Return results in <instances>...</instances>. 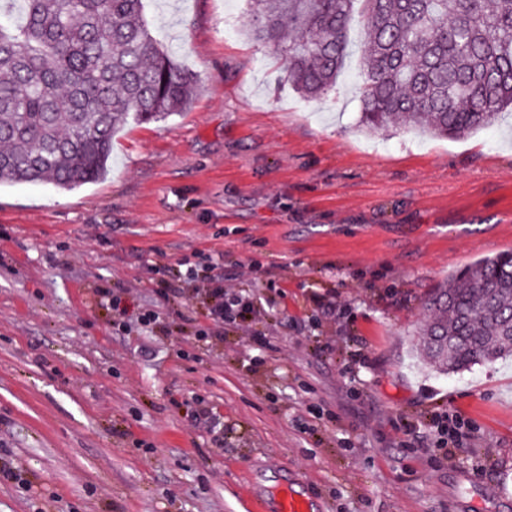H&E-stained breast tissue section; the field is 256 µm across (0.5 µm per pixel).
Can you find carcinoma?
<instances>
[{"mask_svg":"<svg viewBox=\"0 0 512 512\" xmlns=\"http://www.w3.org/2000/svg\"><path fill=\"white\" fill-rule=\"evenodd\" d=\"M360 126L398 122L434 138L512 112V0H247L249 35L274 43L288 84L308 97L336 84L355 3ZM0 23V184L64 191L104 178L130 117L159 121L192 102L198 80L152 36L143 0H9ZM417 354L448 374L512 358V252L483 257L433 289Z\"/></svg>","mask_w":512,"mask_h":512,"instance_id":"1","label":"carcinoma"}]
</instances>
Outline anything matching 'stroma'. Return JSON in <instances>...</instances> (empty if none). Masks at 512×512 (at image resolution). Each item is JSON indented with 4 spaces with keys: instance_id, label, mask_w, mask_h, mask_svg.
I'll use <instances>...</instances> for the list:
<instances>
[{
    "instance_id": "stroma-1",
    "label": "stroma",
    "mask_w": 512,
    "mask_h": 512,
    "mask_svg": "<svg viewBox=\"0 0 512 512\" xmlns=\"http://www.w3.org/2000/svg\"><path fill=\"white\" fill-rule=\"evenodd\" d=\"M145 17L198 75L191 108L128 121L100 181L0 185V512H255L285 478L324 512H512V360L442 375L412 350L431 288L512 251V114L458 139L360 127V5L319 98L245 0ZM218 255L252 334L205 343L207 300L153 280ZM445 413L466 425L447 456Z\"/></svg>"
}]
</instances>
